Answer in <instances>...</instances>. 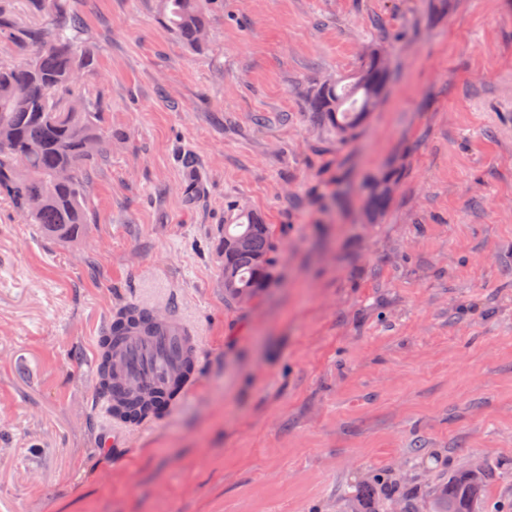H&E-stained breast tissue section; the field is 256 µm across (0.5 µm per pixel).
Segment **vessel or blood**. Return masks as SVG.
<instances>
[{
	"mask_svg": "<svg viewBox=\"0 0 512 512\" xmlns=\"http://www.w3.org/2000/svg\"><path fill=\"white\" fill-rule=\"evenodd\" d=\"M115 318L126 323L118 345L120 373L110 388L100 390L98 399L113 431L125 432L154 422L159 415L127 416L120 406L121 396L136 387L151 388L164 394L166 410H174L199 386L200 350L175 309L160 314L145 303L125 308Z\"/></svg>",
	"mask_w": 512,
	"mask_h": 512,
	"instance_id": "vessel-or-blood-1",
	"label": "vessel or blood"
}]
</instances>
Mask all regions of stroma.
<instances>
[{"label":"stroma","mask_w":512,"mask_h":512,"mask_svg":"<svg viewBox=\"0 0 512 512\" xmlns=\"http://www.w3.org/2000/svg\"><path fill=\"white\" fill-rule=\"evenodd\" d=\"M65 4L107 148L76 241L0 197V512H368L376 470L428 512L471 469L512 507V0H211L198 50L156 0ZM373 49L381 103L341 137L312 93ZM234 204L276 243L248 303ZM145 301L198 326L199 387L116 438L95 338Z\"/></svg>","instance_id":"35a3bbf8"}]
</instances>
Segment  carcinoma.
Instances as JSON below:
<instances>
[{
    "label": "carcinoma",
    "instance_id": "carcinoma-1",
    "mask_svg": "<svg viewBox=\"0 0 512 512\" xmlns=\"http://www.w3.org/2000/svg\"><path fill=\"white\" fill-rule=\"evenodd\" d=\"M166 25L188 45L201 44L206 28L204 0H159ZM32 11L44 15V26L19 22L0 3V44L14 47L21 58L0 64V195L9 198L29 223L49 237H79L87 219L83 171L106 149L98 113L91 100L72 95L81 77L94 69L93 55L82 44V27L61 0H30ZM381 59L369 56L362 77L347 83H321L312 109L352 135L369 112L372 96L385 88ZM241 237L248 247L224 256L235 287L224 289L236 299L241 291L254 295L266 287L274 265L275 243L268 225L255 214L237 209L224 225V241ZM486 474L478 482L460 472L441 479L430 501L431 512H479ZM370 486L387 501L409 503L416 492L403 489L384 472Z\"/></svg>",
    "mask_w": 512,
    "mask_h": 512
}]
</instances>
